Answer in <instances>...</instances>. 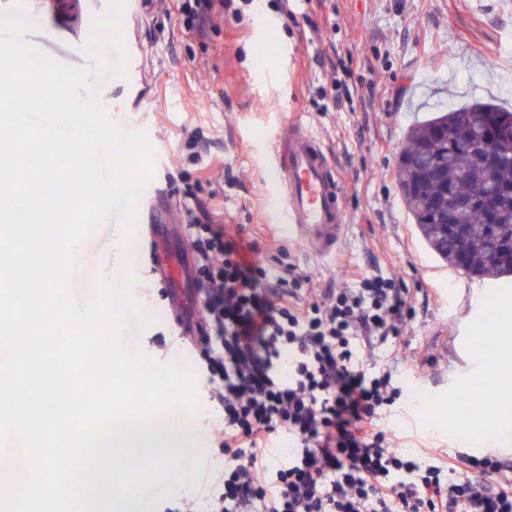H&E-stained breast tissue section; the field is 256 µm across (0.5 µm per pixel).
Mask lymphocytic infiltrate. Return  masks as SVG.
Here are the masks:
<instances>
[{"instance_id":"obj_1","label":"lymphocytic infiltrate","mask_w":512,"mask_h":512,"mask_svg":"<svg viewBox=\"0 0 512 512\" xmlns=\"http://www.w3.org/2000/svg\"><path fill=\"white\" fill-rule=\"evenodd\" d=\"M210 399L222 412L209 489L165 512H512V462L402 446L382 425L407 393L364 344L399 347L411 298L394 275L347 270L315 288L289 248L190 219ZM292 443L284 463L269 450Z\"/></svg>"}]
</instances>
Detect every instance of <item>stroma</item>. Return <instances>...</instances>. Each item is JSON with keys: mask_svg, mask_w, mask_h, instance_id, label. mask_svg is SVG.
<instances>
[{"mask_svg": "<svg viewBox=\"0 0 512 512\" xmlns=\"http://www.w3.org/2000/svg\"><path fill=\"white\" fill-rule=\"evenodd\" d=\"M178 0H147L140 23L122 19L147 57L149 90L126 110V130L150 132L156 175L179 209L187 192L216 204L223 220L246 233L264 231L270 247L290 246L315 287L342 284V263L394 274L415 308L398 355V370L419 392L417 404L388 420L413 448L454 454L471 447L497 412L449 418L443 386L467 360L498 357L480 321L453 333L452 317L479 279L436 257L418 234L396 180L409 128L476 97L512 109V11L496 0H224L200 34L186 35ZM335 88H328V79ZM299 117L327 145L343 190L348 231L336 260H319L269 224L274 157L271 144L286 121ZM196 133L202 155L215 159L209 177L184 142ZM116 227L84 244L82 300L101 272L133 264L132 291L156 323L130 343L160 364L180 360L182 329L168 307L157 255L189 250L183 228H161L157 241L132 240L114 249ZM433 357L427 374L412 360Z\"/></svg>", "mask_w": 512, "mask_h": 512, "instance_id": "obj_1", "label": "stroma"}]
</instances>
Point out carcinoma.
<instances>
[{
    "mask_svg": "<svg viewBox=\"0 0 512 512\" xmlns=\"http://www.w3.org/2000/svg\"><path fill=\"white\" fill-rule=\"evenodd\" d=\"M485 119L503 131L512 129V112L481 102L450 108L413 128L398 175L402 197L430 249L466 274L495 282L512 276V259L501 248L512 242V196L503 194L512 188V153L502 156L490 179L480 161L481 139L474 137L465 149L458 140ZM446 191L466 199L492 197L490 209L474 204L456 214L455 222L467 230L459 241L438 214Z\"/></svg>",
    "mask_w": 512,
    "mask_h": 512,
    "instance_id": "1",
    "label": "carcinoma"
}]
</instances>
